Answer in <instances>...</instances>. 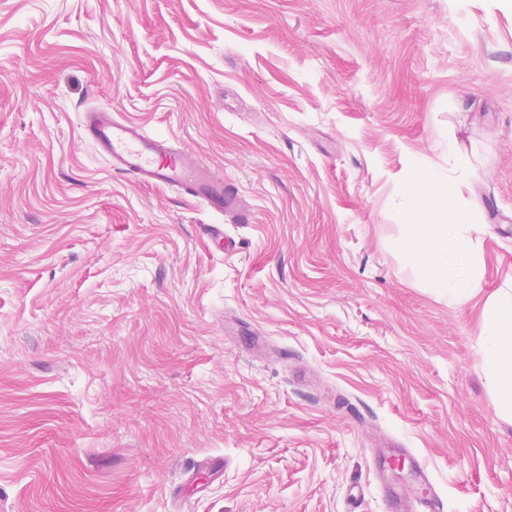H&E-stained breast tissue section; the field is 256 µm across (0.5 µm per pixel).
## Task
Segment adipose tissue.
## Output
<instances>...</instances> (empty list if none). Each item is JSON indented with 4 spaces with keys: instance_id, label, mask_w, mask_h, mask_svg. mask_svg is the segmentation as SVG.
I'll return each mask as SVG.
<instances>
[{
    "instance_id": "obj_1",
    "label": "adipose tissue",
    "mask_w": 512,
    "mask_h": 512,
    "mask_svg": "<svg viewBox=\"0 0 512 512\" xmlns=\"http://www.w3.org/2000/svg\"><path fill=\"white\" fill-rule=\"evenodd\" d=\"M404 227L401 253L438 298L457 306L483 288L479 270L477 226L472 210L460 204L440 171L414 169L405 188L400 215ZM479 350L483 374L500 418L512 421V289H500L480 313Z\"/></svg>"
}]
</instances>
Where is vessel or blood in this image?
Returning <instances> with one entry per match:
<instances>
[{
  "label": "vessel or blood",
  "mask_w": 512,
  "mask_h": 512,
  "mask_svg": "<svg viewBox=\"0 0 512 512\" xmlns=\"http://www.w3.org/2000/svg\"><path fill=\"white\" fill-rule=\"evenodd\" d=\"M81 131L105 156L112 169L143 185L183 190L219 214L247 222L248 214L236 187L225 182L195 152L150 135L143 126L117 120L109 110H85ZM394 512H443L440 498L428 488L407 499L391 497Z\"/></svg>",
  "instance_id": "b4317fda"
}]
</instances>
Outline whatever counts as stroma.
Returning a JSON list of instances; mask_svg holds the SVG:
<instances>
[{
    "label": "stroma",
    "instance_id": "stroma-1",
    "mask_svg": "<svg viewBox=\"0 0 512 512\" xmlns=\"http://www.w3.org/2000/svg\"><path fill=\"white\" fill-rule=\"evenodd\" d=\"M92 106L250 222L114 172ZM420 163L487 227L464 306L401 256ZM508 283L512 0H0V512H392L385 440L446 512H512L478 351Z\"/></svg>",
    "mask_w": 512,
    "mask_h": 512
}]
</instances>
